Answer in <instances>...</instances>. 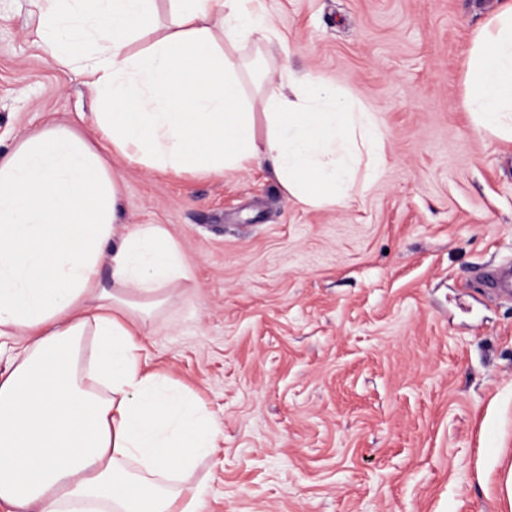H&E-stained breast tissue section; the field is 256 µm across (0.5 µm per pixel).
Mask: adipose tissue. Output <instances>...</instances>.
I'll use <instances>...</instances> for the list:
<instances>
[{"label": "adipose tissue", "instance_id": "adipose-tissue-1", "mask_svg": "<svg viewBox=\"0 0 512 512\" xmlns=\"http://www.w3.org/2000/svg\"><path fill=\"white\" fill-rule=\"evenodd\" d=\"M35 34L94 92L95 130L162 171L231 174L266 160L312 207L345 203L359 165L378 174L374 113L329 92L324 75L277 76L233 55L271 31L254 0H34ZM159 38L130 45L144 28ZM253 80L263 104H246ZM474 126L512 141V0L477 29L464 63ZM119 186L107 158L69 126L46 124L0 156V506L7 512H201L192 482L219 430L188 394L148 371L150 310L184 278L158 224L116 234Z\"/></svg>", "mask_w": 512, "mask_h": 512}]
</instances>
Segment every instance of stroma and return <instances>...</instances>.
Masks as SVG:
<instances>
[{
  "label": "stroma",
  "mask_w": 512,
  "mask_h": 512,
  "mask_svg": "<svg viewBox=\"0 0 512 512\" xmlns=\"http://www.w3.org/2000/svg\"><path fill=\"white\" fill-rule=\"evenodd\" d=\"M498 0H263L243 59L328 77L376 113L385 166L310 208L268 165L220 177L107 151L120 221L159 224L186 278L146 323L153 367L218 424L203 512H512V142L478 132L463 62ZM0 0V154L34 129L93 131L75 72ZM485 278L488 288L503 295H512V266L510 264L487 273Z\"/></svg>",
  "instance_id": "35a3bbf8"
}]
</instances>
